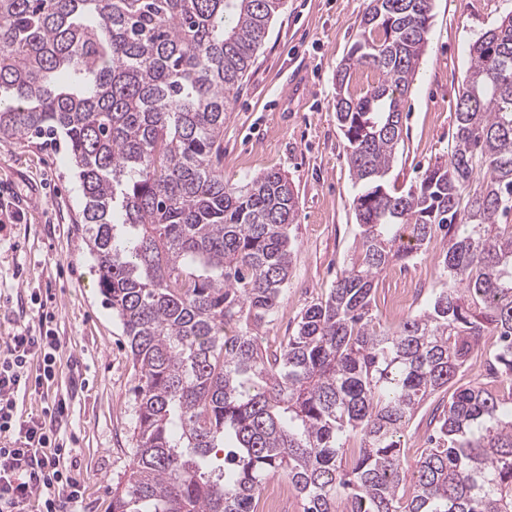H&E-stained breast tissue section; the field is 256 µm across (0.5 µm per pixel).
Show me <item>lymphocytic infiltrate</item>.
<instances>
[{
  "mask_svg": "<svg viewBox=\"0 0 512 512\" xmlns=\"http://www.w3.org/2000/svg\"><path fill=\"white\" fill-rule=\"evenodd\" d=\"M61 347L59 336L46 328L36 335L20 330L7 337L0 349V512H21L34 498L41 504L40 512H66L83 495L81 483L62 465L66 446L53 433L62 404L46 407L40 417L15 416L16 395L52 378ZM38 353L43 367L34 377L28 362Z\"/></svg>",
  "mask_w": 512,
  "mask_h": 512,
  "instance_id": "obj_1",
  "label": "lymphocytic infiltrate"
}]
</instances>
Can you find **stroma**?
<instances>
[{
	"label": "stroma",
	"mask_w": 512,
	"mask_h": 512,
	"mask_svg": "<svg viewBox=\"0 0 512 512\" xmlns=\"http://www.w3.org/2000/svg\"><path fill=\"white\" fill-rule=\"evenodd\" d=\"M371 0H285L224 121V181L239 185L284 172L298 195L288 283L263 342L290 336L303 311L347 266L360 228L356 188L335 113L338 64L350 54ZM512 12V0H433L428 46L404 96L402 136L387 175L402 192L432 164L447 162L458 92L470 47ZM0 342L37 330V301L50 296L57 355L53 395L66 404L58 425L84 487L75 512H112L129 469L137 374L122 327L98 285L95 258L78 222L83 197L65 139L0 141ZM443 241L403 265L421 278L414 309L435 288Z\"/></svg>",
	"instance_id": "35a3bbf8"
}]
</instances>
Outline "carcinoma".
I'll return each mask as SVG.
<instances>
[{
    "label": "carcinoma",
    "mask_w": 512,
    "mask_h": 512,
    "mask_svg": "<svg viewBox=\"0 0 512 512\" xmlns=\"http://www.w3.org/2000/svg\"><path fill=\"white\" fill-rule=\"evenodd\" d=\"M283 5L0 0V139L65 136L137 371L112 512H253L277 475L303 512H512V13L472 45L448 163L397 194L386 176L433 0H371L336 68L358 250L269 352L256 330L288 282L298 195L277 170L224 183V118ZM362 67L378 81L358 91ZM438 229L447 287L382 327L376 278ZM481 356L503 388H457L408 467L415 414Z\"/></svg>",
    "instance_id": "carcinoma-1"
}]
</instances>
